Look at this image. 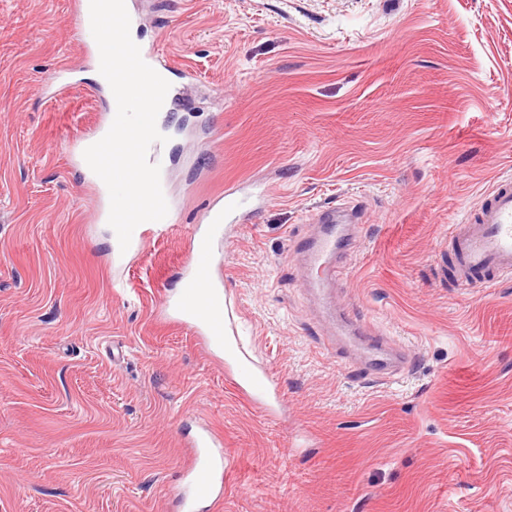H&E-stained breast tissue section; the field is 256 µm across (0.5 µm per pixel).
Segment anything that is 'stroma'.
I'll return each instance as SVG.
<instances>
[{"label":"stroma","mask_w":512,"mask_h":512,"mask_svg":"<svg viewBox=\"0 0 512 512\" xmlns=\"http://www.w3.org/2000/svg\"><path fill=\"white\" fill-rule=\"evenodd\" d=\"M145 52L187 66L161 117L178 206L114 259L70 153L106 89L73 0H0V512H172L188 432L224 438L223 512H512V277L459 285L448 228L512 178V0H127ZM64 69L71 90L42 95ZM224 311L282 398L267 416L158 312L225 189ZM357 207L332 295L412 355L368 376L329 339L298 251ZM164 196L169 207L166 217L160 221H149L138 225L132 234L129 248L134 247L135 245L142 246L148 241V239L162 236L170 229L172 224H174L173 207L171 201L165 193Z\"/></svg>","instance_id":"obj_1"}]
</instances>
